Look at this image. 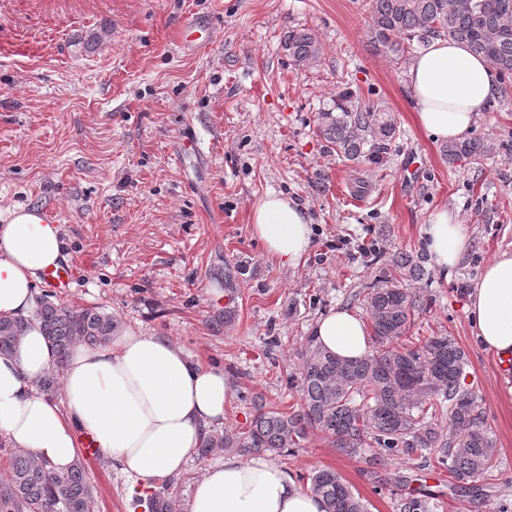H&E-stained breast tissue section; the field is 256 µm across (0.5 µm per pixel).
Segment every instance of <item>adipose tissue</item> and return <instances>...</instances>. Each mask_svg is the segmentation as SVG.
Here are the masks:
<instances>
[{
	"mask_svg": "<svg viewBox=\"0 0 512 512\" xmlns=\"http://www.w3.org/2000/svg\"><path fill=\"white\" fill-rule=\"evenodd\" d=\"M406 76L415 123L435 142L464 141L501 91L485 58L443 37L410 60ZM250 222L265 254L282 263L298 265L310 250V217L286 194L258 198ZM422 240L445 271L463 258L467 227L458 213L441 207L424 225ZM64 259L60 227L41 212L19 206L0 217V316L28 321L13 351L0 355V437L49 462L59 475L74 463L83 434L130 478L146 483L180 473L209 427L224 421L231 386L223 371L193 365L168 338L128 330L101 347H74L63 368L64 403L56 405L40 387L55 367V351L29 314L45 273ZM466 312L475 341L500 365L512 366V253L486 264ZM314 331L341 360L370 352L366 321L352 310L331 311ZM187 512H325V505L258 455L209 466L194 485Z\"/></svg>",
	"mask_w": 512,
	"mask_h": 512,
	"instance_id": "adipose-tissue-1",
	"label": "adipose tissue"
}]
</instances>
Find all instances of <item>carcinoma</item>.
<instances>
[{
  "label": "carcinoma",
  "mask_w": 512,
  "mask_h": 512,
  "mask_svg": "<svg viewBox=\"0 0 512 512\" xmlns=\"http://www.w3.org/2000/svg\"><path fill=\"white\" fill-rule=\"evenodd\" d=\"M375 46L400 59L448 37L466 43L486 58L501 80H512V0H368ZM284 50L296 66L317 61L320 44L310 30L290 29ZM317 131L350 160H375L388 150L398 130L383 112L354 101L350 91L336 100V111H321ZM487 150L474 139L443 149L450 162L476 163ZM423 256L406 253L393 261L395 273L381 280L367 297L374 349L346 362L325 350L317 336L304 337L298 356L300 372L288 385L301 395L299 409L281 412L257 405L250 428L241 433L208 435L197 454L216 448L280 454L301 447L308 431L322 432L336 451L355 456L365 448L379 457L415 456L433 460L455 480L475 482L497 466L490 424L478 411L474 392L461 384L467 359L450 336H430L417 345L407 341L421 305L403 288L397 275L422 271ZM35 319L51 340L57 364L63 365L74 345L89 347L112 341L118 330L112 317L95 310H76L43 297ZM23 318L0 317V354L9 353L25 328ZM448 417V431L437 428ZM9 477L0 483V512H95L93 485L77 460L58 475L25 448H14ZM326 512H368L338 472L322 468L308 476ZM433 497L408 496L400 512H436Z\"/></svg>",
  "instance_id": "1"
}]
</instances>
